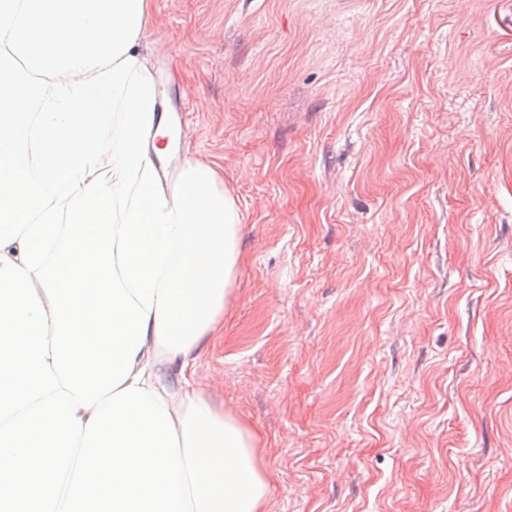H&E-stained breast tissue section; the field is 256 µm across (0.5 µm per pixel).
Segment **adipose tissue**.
I'll list each match as a JSON object with an SVG mask.
<instances>
[{
    "label": "adipose tissue",
    "mask_w": 512,
    "mask_h": 512,
    "mask_svg": "<svg viewBox=\"0 0 512 512\" xmlns=\"http://www.w3.org/2000/svg\"><path fill=\"white\" fill-rule=\"evenodd\" d=\"M151 21L0 0V512H270L259 436L196 378L241 215L218 165L161 182Z\"/></svg>",
    "instance_id": "ef3b65f1"
}]
</instances>
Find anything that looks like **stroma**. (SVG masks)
Returning <instances> with one entry per match:
<instances>
[{"label":"stroma","instance_id":"1","mask_svg":"<svg viewBox=\"0 0 512 512\" xmlns=\"http://www.w3.org/2000/svg\"><path fill=\"white\" fill-rule=\"evenodd\" d=\"M246 256L197 377L272 512H512V0H153Z\"/></svg>","mask_w":512,"mask_h":512}]
</instances>
